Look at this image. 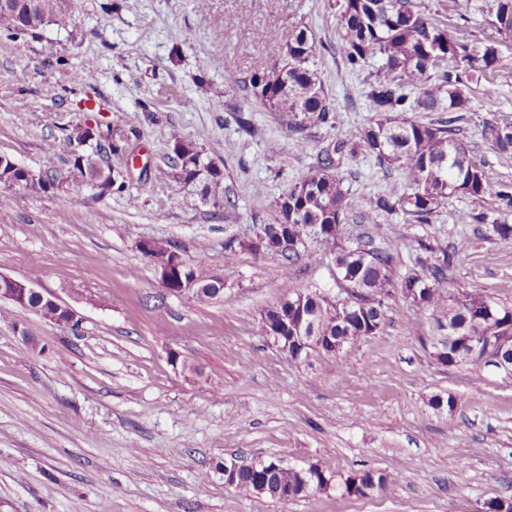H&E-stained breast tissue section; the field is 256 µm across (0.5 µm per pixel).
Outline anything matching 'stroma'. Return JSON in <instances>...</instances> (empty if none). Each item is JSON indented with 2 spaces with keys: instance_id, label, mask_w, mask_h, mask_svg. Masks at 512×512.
<instances>
[{
  "instance_id": "35a3bbf8",
  "label": "stroma",
  "mask_w": 512,
  "mask_h": 512,
  "mask_svg": "<svg viewBox=\"0 0 512 512\" xmlns=\"http://www.w3.org/2000/svg\"><path fill=\"white\" fill-rule=\"evenodd\" d=\"M472 2L467 20L449 18L448 33L478 49L496 32L488 0ZM336 11V0H208L203 11L195 0H66L35 35L0 30V154L71 184L11 191L0 208V275L38 270L37 289L81 316L76 330L15 306L0 316V512H485L512 499L511 376L440 364L429 311L397 289L381 331L296 364L259 332L260 314L286 280L338 295L330 258L287 272L273 255L224 260L227 238L275 223L276 199L330 142L372 118L367 73L335 51ZM303 26L316 36L332 119L297 134L245 84L254 62L278 63ZM499 50L490 84L459 123L487 193L450 197L426 224L398 211L352 220L341 241L352 248L371 236L401 274L421 245L437 257L456 247L448 288L512 305V248L490 226L457 221L463 211L503 212L498 193L512 190V159L483 133L512 122V42ZM79 124L122 148L108 159L117 185L107 194L72 182L62 141ZM178 138L223 170L215 203L202 202V182L176 178ZM338 173L358 209L408 181L363 153ZM147 239L171 240L184 262L223 278V297L169 295L138 248ZM435 395L452 396L454 411L432 409ZM231 456L314 465L334 485L290 500L244 495L224 483ZM364 470L398 481L365 497L336 490Z\"/></svg>"
}]
</instances>
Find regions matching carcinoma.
<instances>
[{"label":"carcinoma","instance_id":"1","mask_svg":"<svg viewBox=\"0 0 512 512\" xmlns=\"http://www.w3.org/2000/svg\"><path fill=\"white\" fill-rule=\"evenodd\" d=\"M61 10V0H7L0 5V27L16 34H34ZM471 3L460 6L450 0H436L434 6L416 0H341L336 13V53L351 69L378 66L366 96L375 118L354 139H338L330 143L309 175L293 185L275 201L280 215L276 224H267L251 236H233L224 244L226 262L232 264L242 250L255 254L274 252L281 258L283 274L301 258L314 260L318 253L334 256L336 270L343 281L341 287L356 290L354 296L363 302L356 313H347L339 300L329 296L308 299L304 308L288 311V322L302 323L323 343L311 353L334 356L328 340L356 336L359 331L371 336L385 320L384 300L391 290H413L407 298L428 309L438 331L437 360L448 367L465 365L460 348L470 336L481 333L494 336L512 348V306L491 301L466 288L447 291L448 269L458 250L443 253L442 258L428 264L417 259L419 272L397 276L393 255L375 245L371 237L360 240L356 247L341 244L334 226L347 223L352 201L343 179L335 174L337 162L363 151L389 169L409 172L411 187L393 185L371 203L367 219L381 213L400 210L413 223L427 224L442 202L452 194L481 198L488 190L484 170L473 160L469 146L459 138L458 113L470 111L473 87L489 81L499 61V42L512 41V0H490L488 15L500 41L488 42L476 53L468 43L448 35V15L465 16ZM316 42L306 28L296 30L283 50L280 63L254 64L248 81L253 97L269 110L279 114L290 131L326 124L330 106L316 68ZM408 112H446L448 117L422 123L406 117ZM485 135L501 155H512V125L489 124ZM96 141L89 153L83 146ZM72 166L82 182L101 193L112 189V169L104 164V156L117 154L121 146L111 138L101 139L92 128L77 125L64 138ZM173 167L178 177L194 183L205 176L217 185L224 178L215 164H201L200 152L191 143L175 140ZM0 186L22 187L33 193L55 192L63 187L62 178L44 170L26 179L17 171L0 169ZM490 223L494 234L505 245L512 246V224L484 213L462 212L460 224ZM288 238L292 247L281 248ZM314 242L319 250H306ZM186 278L198 281L197 298H214L217 279L206 275L199 264L183 269ZM292 292L268 308L259 323L265 333L266 322H276L285 311L284 301L294 300ZM319 489L329 485L321 470L316 474L284 464L273 468L268 461H254L239 471L234 488L248 494L281 499L283 492L293 498L306 495L308 482Z\"/></svg>","mask_w":512,"mask_h":512}]
</instances>
